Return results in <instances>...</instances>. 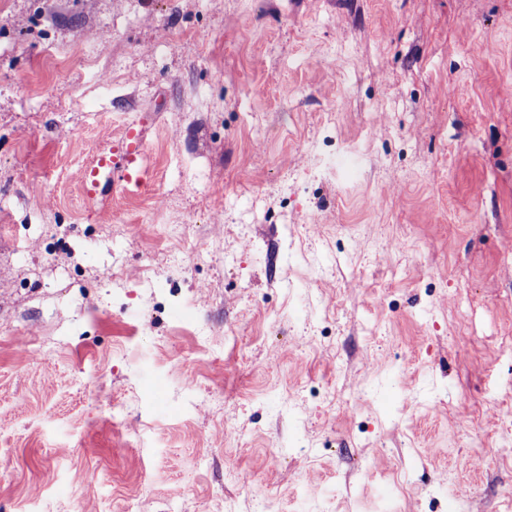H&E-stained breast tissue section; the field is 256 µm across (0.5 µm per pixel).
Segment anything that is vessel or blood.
<instances>
[{
    "label": "vessel or blood",
    "mask_w": 512,
    "mask_h": 512,
    "mask_svg": "<svg viewBox=\"0 0 512 512\" xmlns=\"http://www.w3.org/2000/svg\"><path fill=\"white\" fill-rule=\"evenodd\" d=\"M144 136L142 130L126 127L121 136L102 150L84 172L87 194L106 191L128 192L146 187L150 174L144 167Z\"/></svg>",
    "instance_id": "obj_1"
}]
</instances>
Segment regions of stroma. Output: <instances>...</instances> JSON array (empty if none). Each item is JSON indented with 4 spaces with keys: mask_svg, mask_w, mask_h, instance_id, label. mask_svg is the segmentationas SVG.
<instances>
[{
    "mask_svg": "<svg viewBox=\"0 0 512 512\" xmlns=\"http://www.w3.org/2000/svg\"><path fill=\"white\" fill-rule=\"evenodd\" d=\"M509 86L512 0H0V512H512ZM142 130L126 127L121 136L102 150L84 172V187L88 196L108 190L123 193L142 189L150 181L149 171L141 163L144 156Z\"/></svg>",
    "mask_w": 512,
    "mask_h": 512,
    "instance_id": "obj_1",
    "label": "stroma"
}]
</instances>
